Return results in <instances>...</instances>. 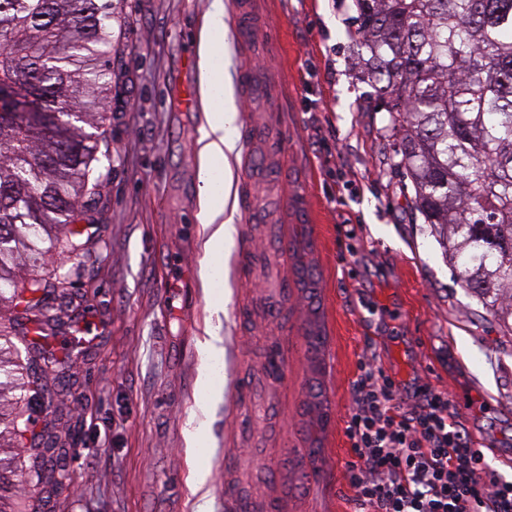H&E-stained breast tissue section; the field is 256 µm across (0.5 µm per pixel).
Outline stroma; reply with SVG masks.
I'll list each match as a JSON object with an SVG mask.
<instances>
[{
  "label": "stroma",
  "instance_id": "35a3bbf8",
  "mask_svg": "<svg viewBox=\"0 0 512 512\" xmlns=\"http://www.w3.org/2000/svg\"><path fill=\"white\" fill-rule=\"evenodd\" d=\"M275 38L245 47L227 34L224 71L239 84L261 58L262 94L239 111V133L291 134L286 179L260 183L264 221L239 209L227 277L204 288L196 141L202 108L180 102L198 85L199 32L212 0H115L117 82L76 249L56 273V321L0 311L28 350L40 393L30 413L41 457L63 485L20 473L28 512H354L345 422L358 364L375 358L399 380L447 392L454 416L489 466L512 480V335L457 280L411 203L409 181L385 164L384 115L358 63L349 0H254ZM301 197L316 228L312 260L327 341L329 423L310 462L301 413L311 376L308 306L287 244L298 231L283 202ZM254 252L242 255L244 240ZM224 311L212 316L211 306ZM217 331L224 355L204 362ZM210 367L218 397L197 381ZM205 425L201 444L190 433Z\"/></svg>",
  "mask_w": 512,
  "mask_h": 512
}]
</instances>
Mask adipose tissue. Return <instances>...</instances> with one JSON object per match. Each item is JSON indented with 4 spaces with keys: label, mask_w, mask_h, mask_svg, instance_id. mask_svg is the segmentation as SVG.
I'll list each match as a JSON object with an SVG mask.
<instances>
[{
    "label": "adipose tissue",
    "mask_w": 512,
    "mask_h": 512,
    "mask_svg": "<svg viewBox=\"0 0 512 512\" xmlns=\"http://www.w3.org/2000/svg\"><path fill=\"white\" fill-rule=\"evenodd\" d=\"M227 7L214 0L199 34V68L201 101L205 124L196 142L200 171L199 222L206 232L201 278L211 284L213 260L224 258V246L236 232L238 198L234 168L239 160V144L235 134L238 114L231 107L233 88L224 76V68L216 62L219 39L226 36Z\"/></svg>",
    "instance_id": "ef3b65f1"
}]
</instances>
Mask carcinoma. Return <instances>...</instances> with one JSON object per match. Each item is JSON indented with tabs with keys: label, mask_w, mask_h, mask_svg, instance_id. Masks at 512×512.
<instances>
[{
	"label": "carcinoma",
	"mask_w": 512,
	"mask_h": 512,
	"mask_svg": "<svg viewBox=\"0 0 512 512\" xmlns=\"http://www.w3.org/2000/svg\"><path fill=\"white\" fill-rule=\"evenodd\" d=\"M353 37L388 113V169L412 186L462 287L512 335V0H350ZM113 0H0V87L33 111L0 114V308L51 286L32 264L67 248L99 162L112 91ZM309 300L305 415L308 455L321 450L326 332L316 306L311 242L292 246ZM0 326V449L13 446L32 404L26 367ZM21 390L17 398L10 393ZM26 405H21V402ZM12 458L0 457V512L14 499Z\"/></svg>",
	"instance_id": "obj_1"
}]
</instances>
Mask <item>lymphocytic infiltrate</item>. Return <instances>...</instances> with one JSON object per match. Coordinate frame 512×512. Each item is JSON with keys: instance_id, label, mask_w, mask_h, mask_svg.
<instances>
[{"instance_id": "1", "label": "lymphocytic infiltrate", "mask_w": 512, "mask_h": 512, "mask_svg": "<svg viewBox=\"0 0 512 512\" xmlns=\"http://www.w3.org/2000/svg\"><path fill=\"white\" fill-rule=\"evenodd\" d=\"M353 401L345 434L357 512H512V481L471 446L446 392L401 388L368 360Z\"/></svg>"}]
</instances>
